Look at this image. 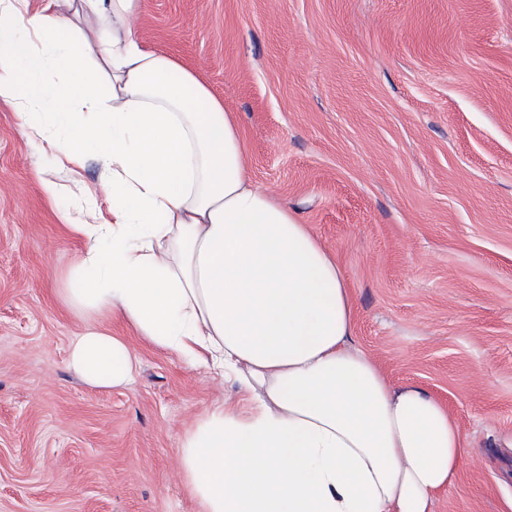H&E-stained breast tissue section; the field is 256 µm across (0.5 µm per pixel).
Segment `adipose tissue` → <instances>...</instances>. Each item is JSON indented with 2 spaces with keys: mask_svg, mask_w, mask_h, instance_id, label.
Instances as JSON below:
<instances>
[{
  "mask_svg": "<svg viewBox=\"0 0 512 512\" xmlns=\"http://www.w3.org/2000/svg\"><path fill=\"white\" fill-rule=\"evenodd\" d=\"M141 0H0V100L63 167L95 155L109 206L72 227L60 290L153 347L234 379L177 465L199 512H433L470 445L448 408L353 342L338 263L250 180L238 119L201 75L142 47ZM124 338L86 327L69 366L127 384Z\"/></svg>",
  "mask_w": 512,
  "mask_h": 512,
  "instance_id": "1",
  "label": "adipose tissue"
}]
</instances>
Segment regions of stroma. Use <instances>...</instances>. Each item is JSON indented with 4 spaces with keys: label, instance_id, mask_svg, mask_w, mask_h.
Segmentation results:
<instances>
[{
    "label": "stroma",
    "instance_id": "obj_1",
    "mask_svg": "<svg viewBox=\"0 0 512 512\" xmlns=\"http://www.w3.org/2000/svg\"><path fill=\"white\" fill-rule=\"evenodd\" d=\"M131 26L236 113L252 181L335 257L355 345L469 439L434 512H512V0H141ZM50 167L0 101V512H198L178 439L237 386L108 317L130 384L69 370L63 219L100 169L50 200Z\"/></svg>",
    "mask_w": 512,
    "mask_h": 512
}]
</instances>
